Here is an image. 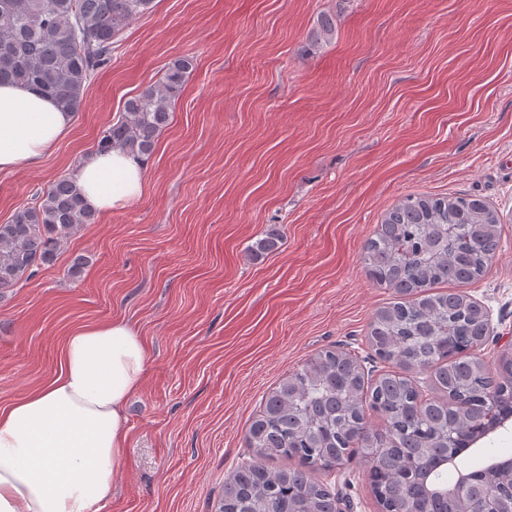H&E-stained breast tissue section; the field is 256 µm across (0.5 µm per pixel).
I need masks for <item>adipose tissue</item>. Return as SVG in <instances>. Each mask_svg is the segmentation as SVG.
I'll list each match as a JSON object with an SVG mask.
<instances>
[{
  "instance_id": "obj_1",
  "label": "adipose tissue",
  "mask_w": 512,
  "mask_h": 512,
  "mask_svg": "<svg viewBox=\"0 0 512 512\" xmlns=\"http://www.w3.org/2000/svg\"><path fill=\"white\" fill-rule=\"evenodd\" d=\"M72 120L32 89L0 84V172L41 162ZM75 179L86 205L109 213L141 196L146 172L139 158L111 150L85 160ZM147 361L126 320L72 331L59 374L0 408V512H104L127 448L126 402Z\"/></svg>"
}]
</instances>
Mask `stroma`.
Here are the masks:
<instances>
[{"label":"stroma","instance_id":"obj_1","mask_svg":"<svg viewBox=\"0 0 512 512\" xmlns=\"http://www.w3.org/2000/svg\"><path fill=\"white\" fill-rule=\"evenodd\" d=\"M182 55L195 66L143 195L0 290V407L59 373L81 324L126 319L149 347L105 512H216L225 478L257 458L245 434L281 379L329 348L384 370L366 333L393 294L363 245L405 195L496 208L500 247L467 293L489 313L480 357L512 352V0H153L65 137L0 173V224L72 176ZM272 227L281 246L255 255ZM318 478L350 512H379L361 457Z\"/></svg>","mask_w":512,"mask_h":512}]
</instances>
